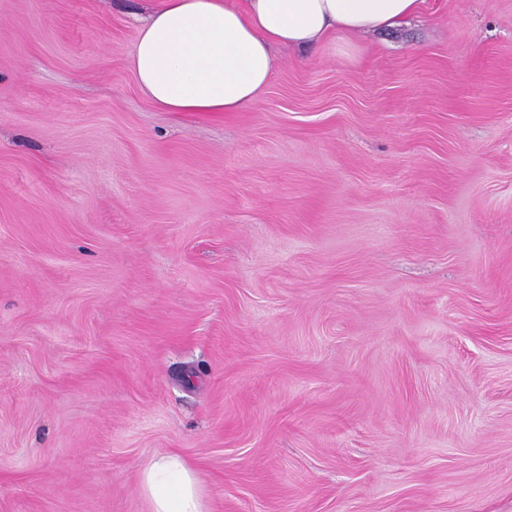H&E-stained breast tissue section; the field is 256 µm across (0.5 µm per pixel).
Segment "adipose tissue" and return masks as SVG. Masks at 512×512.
I'll use <instances>...</instances> for the list:
<instances>
[{
	"instance_id": "1",
	"label": "adipose tissue",
	"mask_w": 512,
	"mask_h": 512,
	"mask_svg": "<svg viewBox=\"0 0 512 512\" xmlns=\"http://www.w3.org/2000/svg\"><path fill=\"white\" fill-rule=\"evenodd\" d=\"M422 0H163L141 27L130 65L163 112H237L276 67V46L306 47L391 28ZM151 512H204L197 472L162 454L140 473Z\"/></svg>"
}]
</instances>
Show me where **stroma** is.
<instances>
[{
  "instance_id": "obj_1",
  "label": "stroma",
  "mask_w": 512,
  "mask_h": 512,
  "mask_svg": "<svg viewBox=\"0 0 512 512\" xmlns=\"http://www.w3.org/2000/svg\"><path fill=\"white\" fill-rule=\"evenodd\" d=\"M157 0H0V512H512V0L162 112ZM139 489L151 512H205L198 473L178 454H162L140 473Z\"/></svg>"
}]
</instances>
